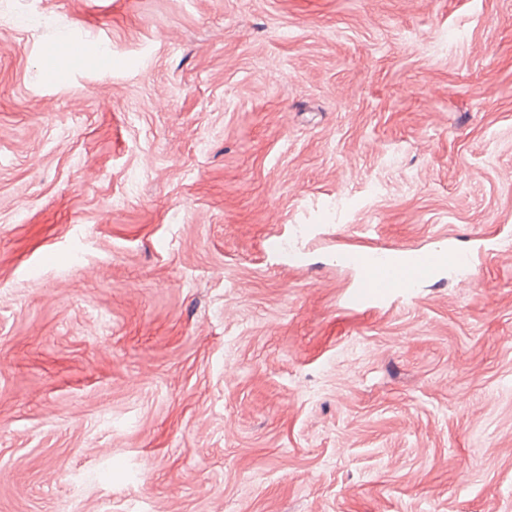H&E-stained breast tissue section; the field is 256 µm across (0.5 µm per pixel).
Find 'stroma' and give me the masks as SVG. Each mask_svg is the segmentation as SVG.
I'll return each mask as SVG.
<instances>
[{"mask_svg":"<svg viewBox=\"0 0 512 512\" xmlns=\"http://www.w3.org/2000/svg\"><path fill=\"white\" fill-rule=\"evenodd\" d=\"M0 512H512V0H0ZM385 250L383 247L356 246L336 252L337 261L360 276L357 288L348 296V306L362 308L393 296L406 297L417 281L443 268L472 266L469 254H454L452 261L449 252L437 249Z\"/></svg>","mask_w":512,"mask_h":512,"instance_id":"stroma-1","label":"stroma"}]
</instances>
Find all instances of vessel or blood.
Masks as SVG:
<instances>
[{
    "label": "vessel or blood",
    "mask_w": 512,
    "mask_h": 512,
    "mask_svg": "<svg viewBox=\"0 0 512 512\" xmlns=\"http://www.w3.org/2000/svg\"><path fill=\"white\" fill-rule=\"evenodd\" d=\"M338 262L356 271L359 284L348 299L353 308L385 301L394 296H409L415 283L437 271L456 264L468 267L470 255H449L437 249L388 252L381 247L356 246L337 251Z\"/></svg>",
    "instance_id": "vessel-or-blood-1"
}]
</instances>
